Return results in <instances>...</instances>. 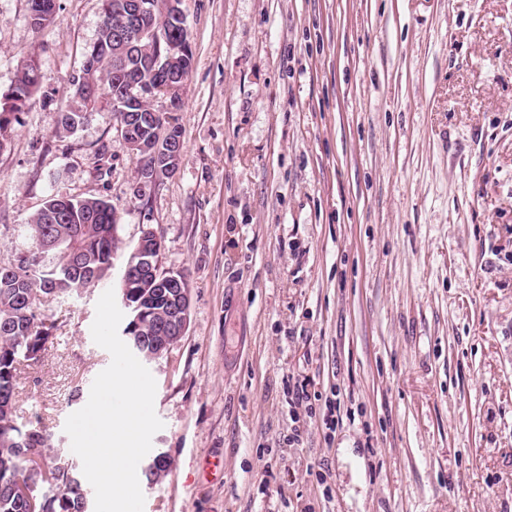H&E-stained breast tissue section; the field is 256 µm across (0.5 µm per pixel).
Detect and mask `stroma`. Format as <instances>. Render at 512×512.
Segmentation results:
<instances>
[{"label": "stroma", "mask_w": 512, "mask_h": 512, "mask_svg": "<svg viewBox=\"0 0 512 512\" xmlns=\"http://www.w3.org/2000/svg\"><path fill=\"white\" fill-rule=\"evenodd\" d=\"M181 8V161L139 200L113 112L58 130L102 0H57L40 31L0 0V95L40 73L0 149V267L51 195L108 199L118 240L105 282L41 297L56 330L17 371L19 419L71 456L111 362L96 303L150 228L190 324L147 364L171 465L144 512H512V0ZM292 374L336 397L335 430L293 415Z\"/></svg>", "instance_id": "1"}]
</instances>
